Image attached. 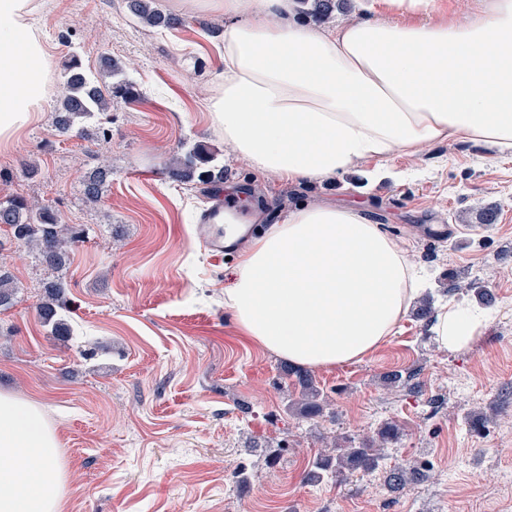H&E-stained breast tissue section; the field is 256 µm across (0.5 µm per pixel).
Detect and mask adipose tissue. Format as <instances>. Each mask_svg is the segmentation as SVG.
Segmentation results:
<instances>
[{"label":"adipose tissue","instance_id":"adipose-tissue-1","mask_svg":"<svg viewBox=\"0 0 512 512\" xmlns=\"http://www.w3.org/2000/svg\"><path fill=\"white\" fill-rule=\"evenodd\" d=\"M223 17L211 125L254 171L293 185L435 143L512 155V0L475 13L437 0H354L332 27L296 0H184ZM45 0H0V148L37 122L55 73ZM419 293L415 265L361 204L310 203L257 228L224 284L241 335L288 363L330 369L396 332ZM482 317L448 305L438 349H467ZM58 440L42 405L0 392V512H64Z\"/></svg>","mask_w":512,"mask_h":512}]
</instances>
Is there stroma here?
I'll return each instance as SVG.
<instances>
[{
  "instance_id": "1",
  "label": "stroma",
  "mask_w": 512,
  "mask_h": 512,
  "mask_svg": "<svg viewBox=\"0 0 512 512\" xmlns=\"http://www.w3.org/2000/svg\"><path fill=\"white\" fill-rule=\"evenodd\" d=\"M157 4L186 26H145L126 0H46L40 23L58 68L75 56L98 80L102 58H115L139 96L84 120L87 138L67 139L53 125L60 73L40 121L0 150V200L22 194L85 231L65 274L73 336L59 341L36 312L52 271L0 229V265L18 286L0 310V392L46 407L65 512H512V157L470 143L398 152L387 161L398 179L375 188L360 173L292 186L258 175L229 154L204 108L223 19ZM196 144L223 166L220 190L277 200L269 222L302 202L363 204L426 271L434 306L476 308L478 290L493 296L481 335L444 352L406 315L362 361L316 371L324 390H342L335 421L293 417L286 362L240 336L224 309L234 261L197 238L210 198L163 174ZM102 158L112 178L93 207L81 182ZM489 207L497 223H478ZM470 281L476 291H462ZM395 370L416 377L386 389ZM386 422L401 436L379 469L303 482L322 435L371 434ZM402 463L423 472L391 488L387 475ZM242 469L248 482L236 479Z\"/></svg>"
}]
</instances>
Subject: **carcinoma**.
Returning a JSON list of instances; mask_svg holds the SVG:
<instances>
[{
    "instance_id": "obj_1",
    "label": "carcinoma",
    "mask_w": 512,
    "mask_h": 512,
    "mask_svg": "<svg viewBox=\"0 0 512 512\" xmlns=\"http://www.w3.org/2000/svg\"><path fill=\"white\" fill-rule=\"evenodd\" d=\"M298 12L316 21L330 18L344 0H296ZM132 16L152 27L175 29L185 23L184 18L156 6L155 0H126ZM139 92L132 82L119 79L108 85L91 81L85 74L77 57L66 65V80L60 104L55 112V128L62 137H83L87 130L77 126L85 118L109 111L114 100H132ZM214 155L198 144L175 157L165 167L166 177L182 185H189L208 192L210 186L224 180V170L217 169ZM112 177V169L105 163L96 166L82 179V195L85 202H99ZM0 224L7 226L17 244L37 255L38 260L58 273L71 264L76 244L83 237V230L62 222L50 205L32 203L24 197H9L0 201ZM43 293L36 306L37 315L50 334L58 338L71 336L68 318L71 302L67 298V285L57 276L46 281ZM13 275L0 268V309L9 308L14 300ZM287 375L295 377L298 386L297 398L288 404L289 411L305 421L322 419L330 414L333 400L319 386L306 369L288 368ZM400 429L386 423L377 433L366 436L346 437L329 435L323 437L324 449L312 460L304 479L319 482L324 479H345L357 471H372L378 468L385 456V448L397 441ZM416 467L409 464L395 469L389 483L401 486L410 481Z\"/></svg>"
}]
</instances>
